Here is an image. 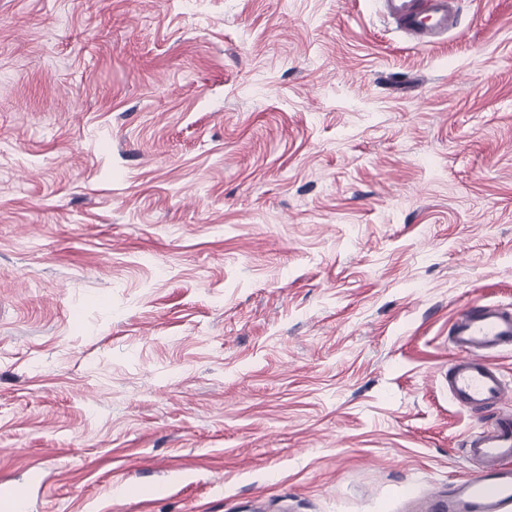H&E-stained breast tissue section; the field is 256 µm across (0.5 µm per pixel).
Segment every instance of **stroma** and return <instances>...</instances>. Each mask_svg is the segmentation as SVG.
<instances>
[{
    "label": "stroma",
    "instance_id": "35a3bbf8",
    "mask_svg": "<svg viewBox=\"0 0 512 512\" xmlns=\"http://www.w3.org/2000/svg\"><path fill=\"white\" fill-rule=\"evenodd\" d=\"M0 0V503L427 512L512 415V0ZM122 493H114L113 482ZM393 28L417 46H435L459 31L456 0H377ZM448 341L454 357L448 364V392L465 410L498 408L507 390L500 372L488 363L487 354L512 346V311L479 305L457 314Z\"/></svg>",
    "mask_w": 512,
    "mask_h": 512
}]
</instances>
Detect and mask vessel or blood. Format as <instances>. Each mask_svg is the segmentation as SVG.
Wrapping results in <instances>:
<instances>
[{
  "mask_svg": "<svg viewBox=\"0 0 512 512\" xmlns=\"http://www.w3.org/2000/svg\"><path fill=\"white\" fill-rule=\"evenodd\" d=\"M393 28L418 46L439 44L459 31L456 0H377ZM448 341L454 357L448 365V392L466 410L498 408L507 390L488 353L512 346V310L479 305L457 314ZM465 454L481 466L479 479L456 481L447 502L432 512H512V417L470 434Z\"/></svg>",
  "mask_w": 512,
  "mask_h": 512,
  "instance_id": "b4317fda",
  "label": "vessel or blood"
}]
</instances>
